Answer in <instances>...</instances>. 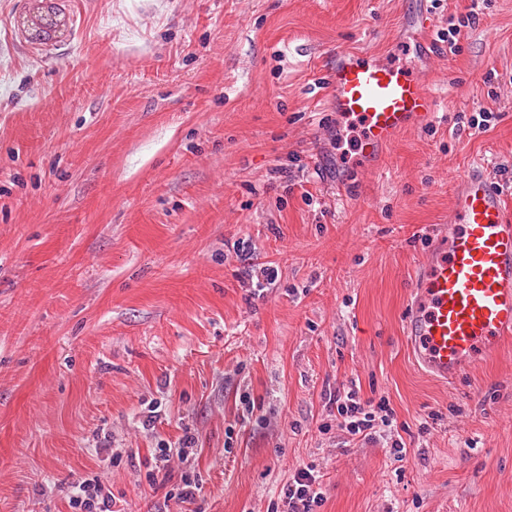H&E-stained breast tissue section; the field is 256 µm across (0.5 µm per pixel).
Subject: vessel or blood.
Wrapping results in <instances>:
<instances>
[{
  "label": "vessel or blood",
  "mask_w": 512,
  "mask_h": 512,
  "mask_svg": "<svg viewBox=\"0 0 512 512\" xmlns=\"http://www.w3.org/2000/svg\"><path fill=\"white\" fill-rule=\"evenodd\" d=\"M339 117L360 122L364 166L384 147L430 120L435 98L406 68L371 55L337 52L328 73ZM505 190L483 164L455 183L447 224L418 266L404 315L415 364L448 382L512 336V211Z\"/></svg>",
  "instance_id": "vessel-or-blood-1"
}]
</instances>
